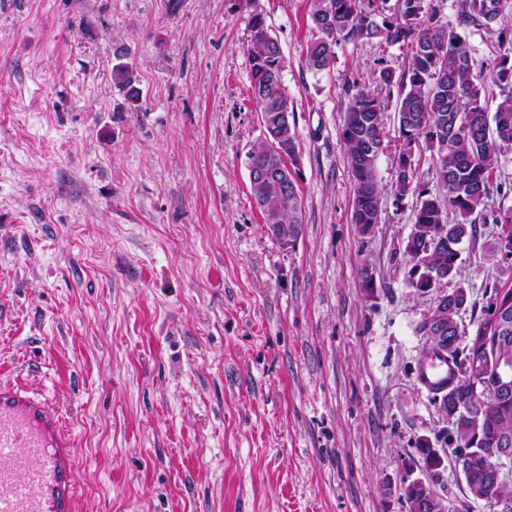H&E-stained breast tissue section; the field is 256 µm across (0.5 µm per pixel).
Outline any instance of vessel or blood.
<instances>
[{"label":"vessel or blood","instance_id":"b4317fda","mask_svg":"<svg viewBox=\"0 0 512 512\" xmlns=\"http://www.w3.org/2000/svg\"><path fill=\"white\" fill-rule=\"evenodd\" d=\"M77 462L61 413L0 384V512H77Z\"/></svg>","mask_w":512,"mask_h":512}]
</instances>
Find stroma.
<instances>
[{
  "mask_svg": "<svg viewBox=\"0 0 512 512\" xmlns=\"http://www.w3.org/2000/svg\"><path fill=\"white\" fill-rule=\"evenodd\" d=\"M438 4L488 65L512 43V22L497 36ZM256 12L295 107L304 224L287 249L246 168ZM315 35L309 0H0V381L62 413L79 512H406L403 477L428 474L416 441L448 445L419 380L433 297L407 285L417 199L394 195V110L381 222L350 220L345 113L407 49L343 42L317 72ZM495 231L460 247L471 334L486 285L512 283L484 250ZM434 488L449 512H493L456 460Z\"/></svg>",
  "mask_w": 512,
  "mask_h": 512,
  "instance_id": "stroma-1",
  "label": "stroma"
}]
</instances>
